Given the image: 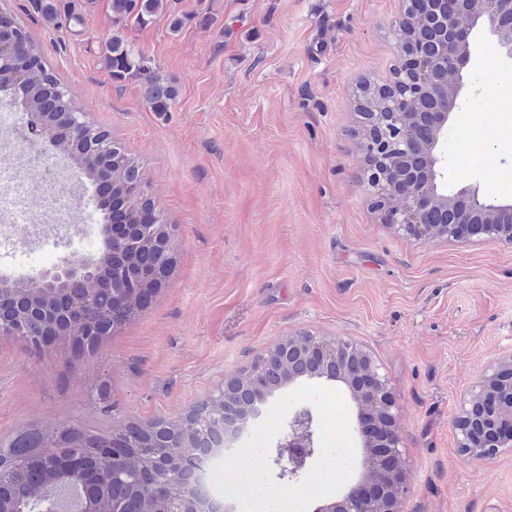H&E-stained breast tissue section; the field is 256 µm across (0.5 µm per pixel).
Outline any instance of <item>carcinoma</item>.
Wrapping results in <instances>:
<instances>
[{
	"instance_id": "cac0c4a2",
	"label": "carcinoma",
	"mask_w": 512,
	"mask_h": 512,
	"mask_svg": "<svg viewBox=\"0 0 512 512\" xmlns=\"http://www.w3.org/2000/svg\"><path fill=\"white\" fill-rule=\"evenodd\" d=\"M59 0H31L41 19L62 28ZM112 20L145 25L157 14L163 0H110ZM13 27L25 36L26 51L7 59L3 70L18 73L13 94L27 111L39 112L57 129L65 128L68 114L79 111L70 91L48 67L42 51L27 28L18 22ZM105 66L115 81L127 79L140 82L143 95L154 112H167L175 101L174 88L164 81L152 60L135 50L127 41L115 36L102 47ZM103 128L94 124L85 127V142L73 147L71 158L92 181L106 182L112 199L132 198L125 221L140 224L144 215L153 223L164 224L163 212L157 210L148 193H133L140 183L141 172L135 159L119 141L112 142V157L96 149ZM159 253L152 238H139L138 246L120 259L112 270V287L91 288L94 315L78 318L71 325L66 321L47 323L44 332L64 337L80 352H92L103 337L139 316L165 285L169 274L155 266ZM5 313L20 319L30 318L28 297L19 284L0 291ZM224 426V395L208 405H199L176 420L158 419L145 425L114 424L103 432L68 425L55 431L28 429L17 433L5 448H0V503L16 509H30L48 501L66 484L82 485L87 476L69 467L58 454L48 448L80 457H95L112 469L108 500L101 512H154L159 494L176 501L183 495L170 476L159 467V458L169 451L167 445L176 437L190 439L196 434L215 432ZM127 445L131 451L112 458L99 450Z\"/></svg>"
}]
</instances>
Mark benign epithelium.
Here are the masks:
<instances>
[{
  "instance_id": "7a95c632",
  "label": "benign epithelium",
  "mask_w": 512,
  "mask_h": 512,
  "mask_svg": "<svg viewBox=\"0 0 512 512\" xmlns=\"http://www.w3.org/2000/svg\"><path fill=\"white\" fill-rule=\"evenodd\" d=\"M404 11L395 29L401 65L393 79L373 89L361 104L365 137L361 149L368 162L362 180L372 188L376 206L387 224H396L417 237L455 238L485 236L512 242V224H502V214H512V199L492 201L476 186L448 191L445 176V144L455 112L463 99L462 72L470 61V45L475 32L488 29L500 53L512 60V0H460L453 9H443L444 0H403ZM425 28L427 50L409 40L406 23ZM422 98L429 109L415 112ZM86 125L84 113L70 116L64 135L46 125L43 117L31 114L27 128L34 139L51 143L63 156H71V146ZM464 208L467 219L457 224L439 223L437 214H447L448 206ZM103 254L97 263H87L75 255H65L50 270H38L26 279L31 318L47 321L63 312L72 318L87 301L80 289L90 287L100 266L112 263L124 250L137 245L136 238L111 230L110 219L100 227ZM46 292L69 297V307L59 310L39 301ZM0 335L22 336L41 348L45 337L28 331L22 322L0 319ZM288 352V385L305 380L336 381L344 384L356 407L357 431L364 454L359 480L314 512H400V503L409 481L394 425L393 395L373 358L347 341L328 342L312 336H296L277 345L272 352ZM254 402L263 403L272 395L266 373L257 362L249 371ZM379 426V438L364 432L367 419ZM457 447L467 460L489 461L505 449L512 450V365L497 366L473 386L461 403L456 421ZM221 435L203 434L185 443L172 444L171 466L180 485L189 492L193 512H224V507L195 491L191 473L195 456L204 445L217 443ZM273 462L280 477L293 480L314 461L316 425L312 409L295 407L275 445Z\"/></svg>"
}]
</instances>
